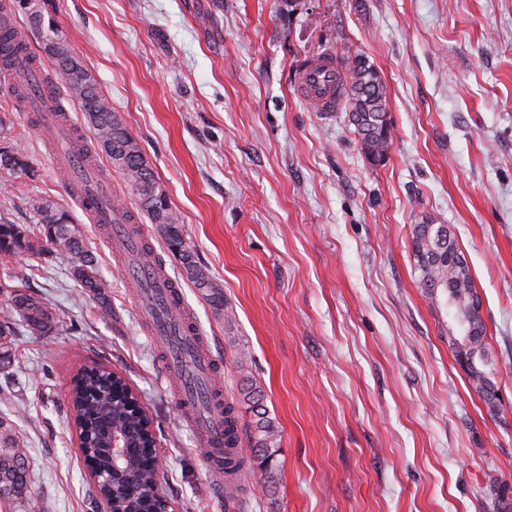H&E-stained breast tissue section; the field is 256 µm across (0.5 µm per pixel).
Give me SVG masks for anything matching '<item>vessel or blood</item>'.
I'll return each mask as SVG.
<instances>
[{
  "instance_id": "b4317fda",
  "label": "vessel or blood",
  "mask_w": 512,
  "mask_h": 512,
  "mask_svg": "<svg viewBox=\"0 0 512 512\" xmlns=\"http://www.w3.org/2000/svg\"><path fill=\"white\" fill-rule=\"evenodd\" d=\"M337 68L338 59L332 54L307 61L299 72L298 95L318 101L321 111H336L339 104ZM41 130L44 140L52 146L58 167L81 168L82 163L73 149L75 133L69 122L48 112L41 118ZM84 179L86 191L77 197L84 212L92 215L95 222L111 225L116 247L126 252L138 250L140 239L128 223L127 209L112 206L111 186L90 171ZM135 274L140 281L134 294L137 313L149 323V336L166 352V369L176 378L177 390L191 409L192 421L198 430L197 445L210 472L223 476L224 411L212 392L215 359L204 345L174 280L145 263L136 268Z\"/></svg>"
}]
</instances>
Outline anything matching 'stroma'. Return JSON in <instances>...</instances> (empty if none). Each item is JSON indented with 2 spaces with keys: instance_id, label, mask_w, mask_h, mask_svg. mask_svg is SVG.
<instances>
[{
  "instance_id": "obj_1",
  "label": "stroma",
  "mask_w": 512,
  "mask_h": 512,
  "mask_svg": "<svg viewBox=\"0 0 512 512\" xmlns=\"http://www.w3.org/2000/svg\"><path fill=\"white\" fill-rule=\"evenodd\" d=\"M140 142L182 234L221 292L186 279L155 225V256L234 396L250 384L280 432L272 468L238 504L209 472L108 230L88 223L31 115L0 95V218L37 236L28 206L67 207L97 258L105 302L71 261L0 259V278L47 303L49 331L18 329L0 417L27 450L49 512H94L69 418L77 368L125 377L154 422L173 512H512V0H35ZM361 54L388 92L392 146L372 163L345 111L316 112L301 64ZM456 234L481 299L489 409L419 287L411 227ZM27 170L25 157L13 147H0V174L8 177Z\"/></svg>"
}]
</instances>
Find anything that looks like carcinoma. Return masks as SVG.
Listing matches in <instances>:
<instances>
[{
  "mask_svg": "<svg viewBox=\"0 0 512 512\" xmlns=\"http://www.w3.org/2000/svg\"><path fill=\"white\" fill-rule=\"evenodd\" d=\"M27 12L23 0H0V71L13 74L11 97H27L29 88L25 76L12 73L18 57H25L33 67L42 66L41 59L30 50L26 33L41 40L60 36L54 25H44L43 13H38V25L22 28L17 16ZM66 60L78 64L82 78L69 75L68 67L55 65L69 93L94 131L96 149L80 148L88 166L95 165L96 154H105L112 166L119 170L132 194L138 199L139 210L150 223L157 225L167 245L178 253L186 279L216 306H222L215 284L206 270L195 260L194 252L184 241L181 221L172 208L166 192L159 184L138 141L128 131L119 116L112 111L107 98L93 75L70 50L63 45ZM343 100L348 105L349 122L360 136L361 149L374 163L387 158L392 144V132L387 128V88L378 70L368 58L356 54L346 59L343 78ZM58 96L55 86H44L34 112H56ZM27 170V161L19 150L0 147V174L8 177ZM31 209L40 217L42 236L33 239L19 224L0 223V257L23 252H38L47 258L65 254L72 259L73 274L78 285L91 282L94 257L84 245L81 230L72 215L50 199L37 197L29 201ZM412 255L419 286L429 296L442 293L450 300L448 315L451 323L465 328L461 337L465 352H456L459 362L466 363V371L484 401L496 408L498 401L490 374L484 370L486 362V326L472 311L475 285L469 265L459 251L446 224H415L412 227ZM0 294L8 296L32 334L45 332L53 320L49 308L39 299L21 292L14 285L0 280ZM14 322L0 321V370L12 363ZM127 384L123 377H112L111 368L99 363L80 367L73 376L70 388V410L73 423L91 435L85 440L89 448H102L99 432L100 415L112 413V424L120 427L130 444L137 448L121 472L113 475L112 484H99L101 499L107 501L110 512H144L142 500L154 495L155 481L149 454L145 451L149 439L144 437L143 418L128 406ZM239 401L224 397V487L228 495L242 496L253 475L251 459L241 455L242 429L238 410ZM279 431L267 412H254L250 444L262 451L265 465L278 447ZM0 508L4 512H45L47 505L35 498L28 481L26 449L8 420L0 418Z\"/></svg>",
  "mask_w": 512,
  "mask_h": 512,
  "instance_id": "carcinoma-1",
  "label": "carcinoma"
}]
</instances>
